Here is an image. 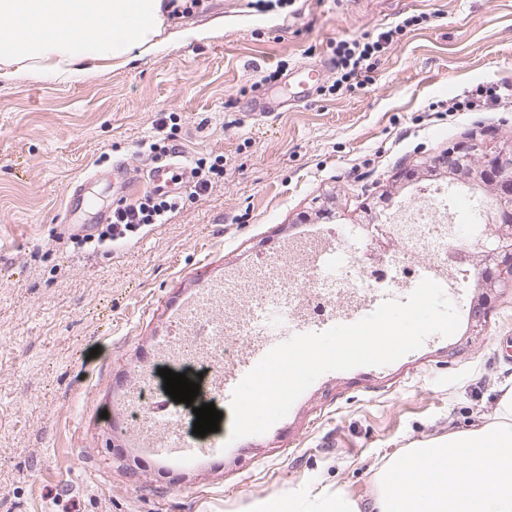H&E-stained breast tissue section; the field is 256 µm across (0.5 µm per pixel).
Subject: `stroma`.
<instances>
[{
  "label": "stroma",
  "mask_w": 512,
  "mask_h": 512,
  "mask_svg": "<svg viewBox=\"0 0 512 512\" xmlns=\"http://www.w3.org/2000/svg\"><path fill=\"white\" fill-rule=\"evenodd\" d=\"M416 18L375 61L372 80L336 87L333 49ZM170 43L69 81L0 88V512H252L270 498L347 492L409 443L473 427L512 385V289L473 333L423 344L386 366L320 376L267 432L231 440L228 403L199 381L183 429L202 456L155 452L130 403L165 349L194 330L186 309L224 288L211 316L240 312V277L273 264L292 277L291 243L336 226L384 224L364 205L412 209L444 171L400 170L480 133L512 140V96L480 112L436 111L479 83L512 86V0H203ZM264 97L279 107L252 117ZM176 125L183 163L224 173L162 224L103 245L62 232L64 196L82 185L85 217L149 190L158 161L139 144ZM123 163L122 192L105 174ZM214 404L218 431L193 433Z\"/></svg>",
  "instance_id": "1"
}]
</instances>
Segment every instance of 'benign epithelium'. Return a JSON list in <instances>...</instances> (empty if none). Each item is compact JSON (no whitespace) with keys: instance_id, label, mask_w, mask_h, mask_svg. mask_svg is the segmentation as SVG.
Wrapping results in <instances>:
<instances>
[{"instance_id":"benign-epithelium-1","label":"benign epithelium","mask_w":512,"mask_h":512,"mask_svg":"<svg viewBox=\"0 0 512 512\" xmlns=\"http://www.w3.org/2000/svg\"><path fill=\"white\" fill-rule=\"evenodd\" d=\"M483 152V160L472 158ZM427 171L446 169L479 188H488L498 207L495 222L483 225L480 239L481 280L486 292L471 311L474 328L485 326L492 296L499 288H512V142H505L491 152L467 140L421 163Z\"/></svg>"}]
</instances>
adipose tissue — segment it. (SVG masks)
Segmentation results:
<instances>
[{
    "label": "adipose tissue",
    "mask_w": 512,
    "mask_h": 512,
    "mask_svg": "<svg viewBox=\"0 0 512 512\" xmlns=\"http://www.w3.org/2000/svg\"><path fill=\"white\" fill-rule=\"evenodd\" d=\"M167 0H0V84L63 81L160 50ZM371 512H512V387L474 427L411 442L373 476ZM255 512H360L344 491Z\"/></svg>",
    "instance_id": "1"
}]
</instances>
